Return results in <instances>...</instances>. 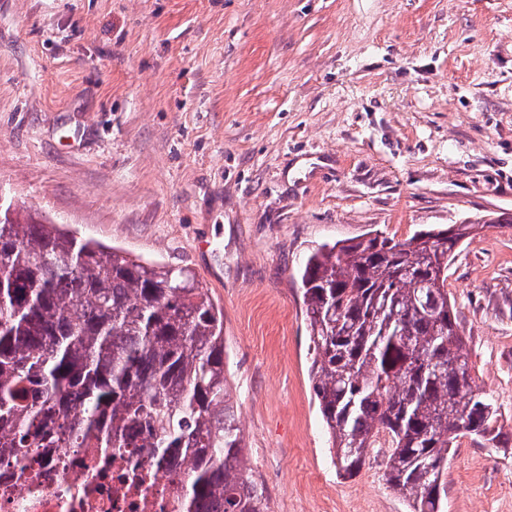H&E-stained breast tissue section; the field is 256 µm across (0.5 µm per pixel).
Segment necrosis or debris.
Listing matches in <instances>:
<instances>
[{
    "label": "necrosis or debris",
    "mask_w": 512,
    "mask_h": 512,
    "mask_svg": "<svg viewBox=\"0 0 512 512\" xmlns=\"http://www.w3.org/2000/svg\"><path fill=\"white\" fill-rule=\"evenodd\" d=\"M87 448H41L25 460L0 446V512H177L183 466L142 456L90 466Z\"/></svg>",
    "instance_id": "obj_1"
}]
</instances>
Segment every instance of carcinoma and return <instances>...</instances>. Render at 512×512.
<instances>
[{"instance_id":"1","label":"carcinoma","mask_w":512,"mask_h":512,"mask_svg":"<svg viewBox=\"0 0 512 512\" xmlns=\"http://www.w3.org/2000/svg\"><path fill=\"white\" fill-rule=\"evenodd\" d=\"M471 222L322 244L299 284L310 379L337 473L388 448L410 512H443L448 448L508 443L448 297ZM0 430L26 457L79 443L185 467V512H267L224 369V313L186 270L0 204ZM441 469L428 472L427 465Z\"/></svg>"}]
</instances>
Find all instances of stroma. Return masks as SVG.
Segmentation results:
<instances>
[{"instance_id": "stroma-1", "label": "stroma", "mask_w": 512, "mask_h": 512, "mask_svg": "<svg viewBox=\"0 0 512 512\" xmlns=\"http://www.w3.org/2000/svg\"><path fill=\"white\" fill-rule=\"evenodd\" d=\"M0 191L208 290L268 512H409L385 449L330 458L321 244L476 222L448 296L512 427V0H0ZM446 479L445 512H512V447L458 437Z\"/></svg>"}]
</instances>
